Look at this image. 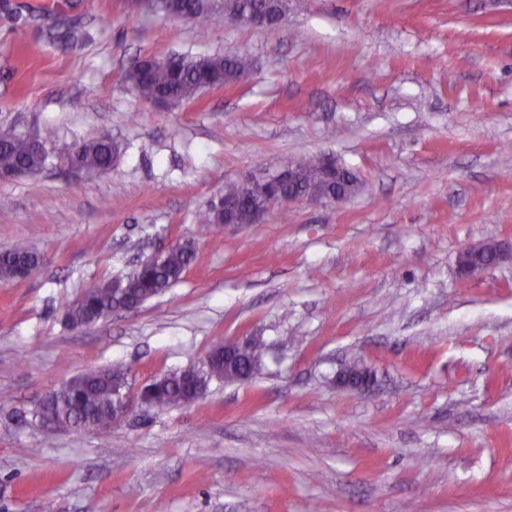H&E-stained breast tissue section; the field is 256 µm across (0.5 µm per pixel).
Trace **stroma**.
<instances>
[{"mask_svg":"<svg viewBox=\"0 0 512 512\" xmlns=\"http://www.w3.org/2000/svg\"><path fill=\"white\" fill-rule=\"evenodd\" d=\"M77 25L84 42L59 34ZM242 54L176 105L125 75ZM52 130L45 169L0 178V512H512V0H288L274 26L214 31L138 0H0V129ZM110 170L72 169L89 129ZM330 155L362 189L199 236L256 166ZM196 259L139 309L74 328L64 306L175 243ZM509 258L470 277L460 252ZM260 336L252 379L143 408L103 434L32 411L84 369L133 386ZM362 359L360 389L338 384ZM38 263V254L27 243L18 242L10 249L0 252V280H15L18 278V267L25 265L34 270Z\"/></svg>","mask_w":512,"mask_h":512,"instance_id":"stroma-1","label":"stroma"}]
</instances>
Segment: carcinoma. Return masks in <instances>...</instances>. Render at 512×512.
<instances>
[{
	"label": "carcinoma",
	"mask_w": 512,
	"mask_h": 512,
	"mask_svg": "<svg viewBox=\"0 0 512 512\" xmlns=\"http://www.w3.org/2000/svg\"><path fill=\"white\" fill-rule=\"evenodd\" d=\"M157 16L167 19L188 14L199 24L213 27L224 23V17H237L246 21L253 12L284 15L287 0H224L218 10L210 0H152L146 6ZM250 67V60L242 55H214L207 57H180L174 69L166 60H156L146 66H137L127 79L136 96L146 101H157L171 96L180 101L194 99L200 91L201 76L211 74L224 85L238 79ZM118 144L95 130H89L83 142L70 155L69 163L89 173L104 172L112 167ZM49 160L45 151L33 149L29 141L12 130H0V176L15 177L22 172L35 174ZM289 164L298 175V182L287 191L327 189L321 157L299 156ZM223 199L236 202L234 221L252 223L256 209L268 202L266 185L255 181L244 188L236 182L224 184ZM224 224L210 206L199 215L198 233L208 235ZM195 252L179 243L173 245L162 257L142 263L125 277L104 279L85 291L80 298L66 304V319L73 326L96 322L100 316L112 315L126 307H136L160 295L175 285L193 262ZM39 263L38 254L27 243L18 242L0 252V280L17 279V268L25 265L34 270ZM265 348L263 340L253 336L239 345L232 364L224 365V342L213 344L211 371L208 375L234 381L244 363L252 365L250 374L258 372V362ZM206 375V376H208ZM206 376L194 369L165 373L154 379L157 391L152 407L159 411L186 402L193 383L206 384ZM129 387L128 373L119 366L92 368L78 374L53 391L44 407L54 417L57 426L77 431H107L121 409L120 387Z\"/></svg>",
	"instance_id": "1"
}]
</instances>
